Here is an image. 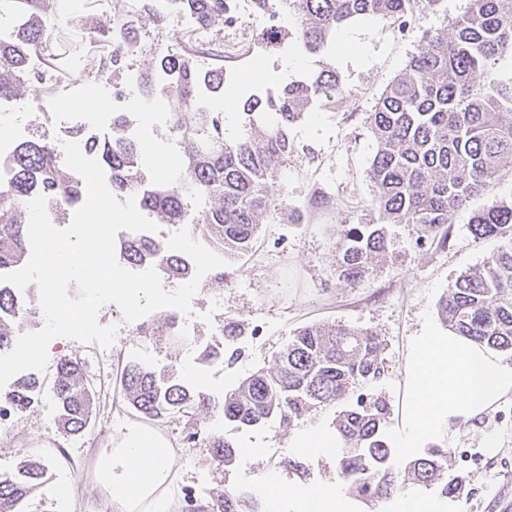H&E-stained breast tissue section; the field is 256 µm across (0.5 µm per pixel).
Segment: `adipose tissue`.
Returning <instances> with one entry per match:
<instances>
[{
  "label": "adipose tissue",
  "mask_w": 512,
  "mask_h": 512,
  "mask_svg": "<svg viewBox=\"0 0 512 512\" xmlns=\"http://www.w3.org/2000/svg\"><path fill=\"white\" fill-rule=\"evenodd\" d=\"M512 395V364L496 350L458 336L433 332L411 339L406 398L401 412V445L433 443ZM175 451L157 433L124 426L97 458V481L110 489L115 512H174ZM295 501V512H350L339 492L306 487L272 500Z\"/></svg>",
  "instance_id": "adipose-tissue-1"
}]
</instances>
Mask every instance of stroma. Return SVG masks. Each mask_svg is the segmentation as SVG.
<instances>
[{"mask_svg": "<svg viewBox=\"0 0 512 512\" xmlns=\"http://www.w3.org/2000/svg\"><path fill=\"white\" fill-rule=\"evenodd\" d=\"M468 7L469 0H440L430 10L423 0H412L411 21L404 27L390 18H356L337 30L334 43L320 55L301 53L290 43L270 54L257 44L251 30L224 29V38L239 42L246 51V68L253 76L252 82L238 83L233 98L224 101L227 137L243 131L240 97L274 94L327 67L341 75L344 94L328 103H315L305 119L290 128L294 151L280 179L270 187L283 204L264 217L258 241L243 265L227 263L230 283L218 284L209 274L202 278L191 315L178 317L179 327L190 332L188 343L146 339L139 336L135 323L123 321L119 309H103L99 323L117 328L112 345L104 349L94 343L53 339L48 345L50 364L39 374L43 384H50L60 357L78 356L92 359L94 372L109 383L115 381L119 363L137 362L159 372L175 371L207 396L220 399L246 375L273 367L296 328L361 326L376 333L386 347L385 371L367 391L388 402L391 415L384 436L388 443H395L410 339L429 331L446 333L438 315L439 299L459 275L481 266L501 246L498 238H474L470 218L487 204L512 201V174H501L455 215L446 247L418 246L414 225H389L391 256L354 287L336 275V231L343 224L379 221L368 177L375 153L368 112L412 57L425 49L426 34L443 31ZM178 21V15L172 14L159 26L148 13L137 15L135 25L150 49L134 59L135 68L156 69L159 56L167 54L168 43L180 30ZM140 126L146 173L159 176L165 160H179L178 140L169 133L163 112L141 119ZM227 316L245 325L236 359L201 363V346L213 342ZM340 410L336 404L313 411L288 430L275 419L238 428L225 423L218 413L198 411L194 426L200 434L221 433L240 450L228 474L215 466L204 446L181 445L184 421L165 424L158 432L176 451L175 482L181 489L196 484L209 490L250 489L266 494L306 483L346 494L350 488L336 471L334 452L309 454L303 478L283 465L292 455L289 444L297 431L333 430ZM125 419V414L107 404L101 406L91 432L66 437L56 429L51 401L42 399L0 426V473L14 472L37 443L62 445L68 448L73 465L49 461L45 481L28 506L33 512H91L94 501L111 497L96 482L97 455L110 447ZM488 435L500 445L492 457L482 448ZM438 443L450 453L449 474L461 481L460 494L449 500L448 512H503L504 504L512 502V397L472 424L450 431Z\"/></svg>", "mask_w": 512, "mask_h": 512, "instance_id": "35a3bbf8", "label": "stroma"}]
</instances>
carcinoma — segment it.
Returning a JSON list of instances; mask_svg holds the SVG:
<instances>
[{"instance_id": "cac0c4a2", "label": "carcinoma", "mask_w": 512, "mask_h": 512, "mask_svg": "<svg viewBox=\"0 0 512 512\" xmlns=\"http://www.w3.org/2000/svg\"><path fill=\"white\" fill-rule=\"evenodd\" d=\"M143 0L157 29L168 15H188L197 26L221 31L229 0ZM410 0H284L295 20L294 31L285 26L258 35L271 52L285 40L308 54L326 51L339 26L362 16L401 19ZM25 14L22 25L0 39V98H11L20 87L41 83L28 62L43 54L49 69L77 60L87 75L103 80L142 54V41L134 22L126 31L124 55L96 56L86 43L112 41V17L96 18L92 26H77L85 37H64L52 20L59 17L49 0H0V14L15 9ZM224 40L206 43L184 41L176 54L159 58L158 70L172 74L173 84L163 88L156 74L146 70L137 82L141 98L165 99L170 131L179 138L183 162L175 175L149 179L143 170L140 143L126 134L127 119L112 117V135L84 142L76 128L70 138L85 143L87 151L110 172L112 193L137 192L140 208L157 224H182L191 205L198 206L196 223L207 229V243L237 261L257 242L262 219L279 206L270 193L294 145L288 128L307 109L330 93L343 92L339 73L322 69L304 81L285 85L277 98L262 104L250 97L243 103L246 133L236 140L224 135V113L196 106L200 90L223 97ZM202 55L216 64L206 70L195 61ZM367 122L376 142L369 167L378 224H347L337 231L336 272L347 285H357L387 258L388 224H413L420 245L444 247L456 211L504 168L512 170V0H470L469 10L446 30L427 38V48L413 57L406 72L393 80L379 97ZM11 178L0 202V274L26 263L29 212L26 201L43 195L56 206L82 200L83 179L64 168L57 141L46 134L21 142L10 157ZM478 238L506 240L484 265L460 276L439 302L442 321L449 329L495 350H512V202H493L471 219ZM120 263L126 267H153L168 283L193 278L188 255L171 250L150 235L135 236L119 244ZM38 311L17 302L9 289L0 287V350L7 347L19 324ZM143 336H166L182 341L177 315L163 325L138 328ZM242 324L224 318V345H206L200 359L206 364L234 358ZM383 342L369 329L344 324L305 325L296 330L270 369L259 368L239 385L214 401L178 377L158 373L129 362L116 373L117 390L135 416L152 425L175 417L193 420L201 408H214L224 420L254 426L272 417L282 427L295 426L308 413L346 401L336 419L340 448L336 469L360 502H380L399 494L407 479L436 487L446 498L459 493L448 478V450L436 445L424 457L400 456L383 436L390 415L385 399L354 394L360 383L372 382L384 372ZM94 374L77 357L56 365L51 397L59 427L70 436L86 431L100 404L101 388ZM42 383L31 376L17 379L6 400L16 411L38 401ZM217 465L229 474L237 447L220 434L203 439ZM47 464L28 456L17 470L0 477V512H23L22 505L43 483ZM265 512L257 496L210 491L183 505L186 512Z\"/></svg>"}]
</instances>
